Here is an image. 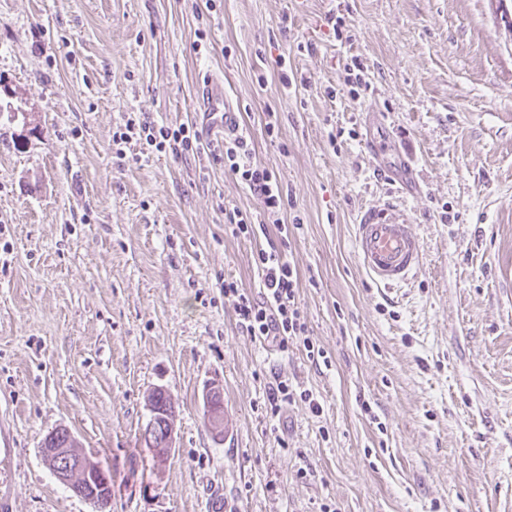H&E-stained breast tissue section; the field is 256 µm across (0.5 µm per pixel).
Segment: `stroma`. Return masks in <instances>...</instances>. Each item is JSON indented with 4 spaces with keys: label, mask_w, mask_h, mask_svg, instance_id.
<instances>
[{
    "label": "stroma",
    "mask_w": 512,
    "mask_h": 512,
    "mask_svg": "<svg viewBox=\"0 0 512 512\" xmlns=\"http://www.w3.org/2000/svg\"><path fill=\"white\" fill-rule=\"evenodd\" d=\"M495 8L0 0V105L29 115L0 117V512H94L42 462L58 426L112 468V512H512V39ZM204 78L281 177L287 233L232 236L225 210L263 203L211 141L113 142L131 114L203 126ZM381 198L425 249L387 293L352 243ZM271 245L327 364L237 323L221 282L258 294L253 255ZM277 377L320 413L299 400L272 416ZM158 386L175 407L163 461L140 445ZM217 399L223 401V406L221 405V407H219L220 405L215 403ZM204 406L206 410H208V415L211 417L213 433L216 438H218L221 436L224 427L223 389L218 385L208 386L204 391Z\"/></svg>",
    "instance_id": "1"
}]
</instances>
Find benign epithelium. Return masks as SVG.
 I'll list each match as a JSON object with an SVG mask.
<instances>
[{
	"instance_id": "1",
	"label": "benign epithelium",
	"mask_w": 512,
	"mask_h": 512,
	"mask_svg": "<svg viewBox=\"0 0 512 512\" xmlns=\"http://www.w3.org/2000/svg\"><path fill=\"white\" fill-rule=\"evenodd\" d=\"M223 398V389L211 385L204 391V406L212 420L215 436H221L224 427V407L216 404ZM151 420L140 433L141 445L156 449L158 458L163 460L173 448L175 426L174 410L171 404L162 408L148 406ZM42 460L52 474L65 484L77 497L92 505L104 495L105 484L95 486L91 478L95 477L97 468L87 456L78 449V442L73 433L65 426H57L43 438L41 448Z\"/></svg>"
}]
</instances>
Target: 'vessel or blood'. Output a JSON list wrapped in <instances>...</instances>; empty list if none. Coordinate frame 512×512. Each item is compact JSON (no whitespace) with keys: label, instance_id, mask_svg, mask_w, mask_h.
Returning <instances> with one entry per match:
<instances>
[{"label":"vessel or blood","instance_id":"vessel-or-blood-1","mask_svg":"<svg viewBox=\"0 0 512 512\" xmlns=\"http://www.w3.org/2000/svg\"><path fill=\"white\" fill-rule=\"evenodd\" d=\"M199 107L216 117L209 127V137L220 139L226 133L239 132L238 112L212 87L202 88ZM354 245L358 262L370 281L387 291L408 282L422 265L421 240L413 230L409 215L387 200L361 211Z\"/></svg>","mask_w":512,"mask_h":512}]
</instances>
